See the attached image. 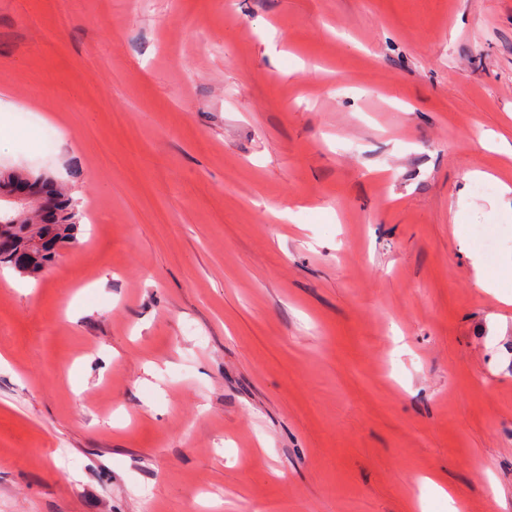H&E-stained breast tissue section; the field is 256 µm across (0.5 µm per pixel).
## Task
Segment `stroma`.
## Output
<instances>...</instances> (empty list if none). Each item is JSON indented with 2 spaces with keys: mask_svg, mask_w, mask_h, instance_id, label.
I'll return each instance as SVG.
<instances>
[{
  "mask_svg": "<svg viewBox=\"0 0 512 512\" xmlns=\"http://www.w3.org/2000/svg\"><path fill=\"white\" fill-rule=\"evenodd\" d=\"M0 92V512H512V0H0ZM44 188L59 205L60 212L54 223L47 224L43 219L42 224L35 215H19L18 210L13 211L7 219H2L0 215V265L11 266L23 277H40L56 256L52 253H40L35 246L30 245L28 232L38 235L41 240H53L59 248L73 243L76 239L78 224L73 213L70 191L54 180L49 181ZM17 217L19 221L16 224H3Z\"/></svg>",
  "mask_w": 512,
  "mask_h": 512,
  "instance_id": "1",
  "label": "stroma"
}]
</instances>
